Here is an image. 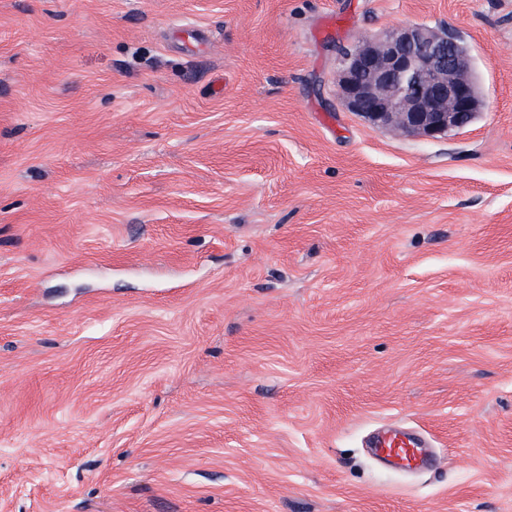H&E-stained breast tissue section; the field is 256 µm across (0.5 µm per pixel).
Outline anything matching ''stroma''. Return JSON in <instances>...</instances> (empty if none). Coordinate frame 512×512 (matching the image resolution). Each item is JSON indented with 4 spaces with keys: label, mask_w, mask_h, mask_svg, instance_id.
<instances>
[{
    "label": "stroma",
    "mask_w": 512,
    "mask_h": 512,
    "mask_svg": "<svg viewBox=\"0 0 512 512\" xmlns=\"http://www.w3.org/2000/svg\"><path fill=\"white\" fill-rule=\"evenodd\" d=\"M410 23L468 128L337 94ZM0 512H512V0H0ZM341 57L338 94L372 125L434 138L464 129L484 107L468 47L427 25L365 38ZM374 448L405 466L418 465L422 461L421 446L410 436L384 437Z\"/></svg>",
    "instance_id": "obj_1"
}]
</instances>
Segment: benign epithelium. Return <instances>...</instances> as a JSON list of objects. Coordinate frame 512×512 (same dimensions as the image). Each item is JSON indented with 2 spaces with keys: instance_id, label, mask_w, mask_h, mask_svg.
Instances as JSON below:
<instances>
[{
  "instance_id": "obj_1",
  "label": "benign epithelium",
  "mask_w": 512,
  "mask_h": 512,
  "mask_svg": "<svg viewBox=\"0 0 512 512\" xmlns=\"http://www.w3.org/2000/svg\"><path fill=\"white\" fill-rule=\"evenodd\" d=\"M341 57L338 94L375 126L434 138L472 124L484 107L468 47L427 25L365 38Z\"/></svg>"
}]
</instances>
